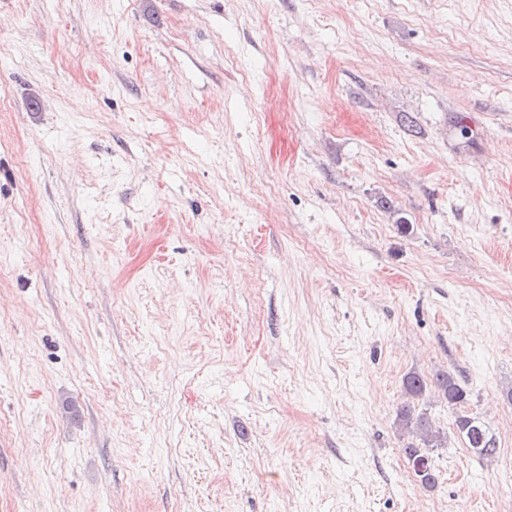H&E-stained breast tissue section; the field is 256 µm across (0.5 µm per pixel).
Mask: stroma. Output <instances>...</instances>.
Wrapping results in <instances>:
<instances>
[{
  "label": "stroma",
  "instance_id": "35a3bbf8",
  "mask_svg": "<svg viewBox=\"0 0 512 512\" xmlns=\"http://www.w3.org/2000/svg\"><path fill=\"white\" fill-rule=\"evenodd\" d=\"M1 96L0 512H512V0H0ZM403 386L409 401L398 410L397 424L401 431L411 438V441L407 442L402 451L409 461L415 456V460L421 456L426 457L416 465V468L420 469L427 459V469L423 474H418L414 467L413 470L421 485L433 488L437 482V475L426 450L442 447L447 443L448 437L433 427L426 413L417 409L419 401L433 391L434 395L448 403V407H453L457 402L466 403L469 394L457 378L445 369L437 370L431 377L411 372L405 376ZM451 402L454 403L451 405ZM468 417H458L456 427L459 434L464 439L467 448L480 458H489L497 452V442L484 421L479 420L468 426Z\"/></svg>",
  "mask_w": 512,
  "mask_h": 512
}]
</instances>
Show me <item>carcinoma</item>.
<instances>
[{"label":"carcinoma","instance_id":"1","mask_svg":"<svg viewBox=\"0 0 512 512\" xmlns=\"http://www.w3.org/2000/svg\"><path fill=\"white\" fill-rule=\"evenodd\" d=\"M403 386L409 401L397 412L398 427L411 441L402 451L409 459L427 456V449L439 448L447 443V435L433 427L426 413L418 410L419 401L433 393L446 403H465L468 400L467 389L457 378L445 369H440L427 377L416 372L407 374ZM456 427L464 439L467 448L480 458H489L497 452V442L485 422L478 420L468 425L467 417L456 420Z\"/></svg>","mask_w":512,"mask_h":512}]
</instances>
